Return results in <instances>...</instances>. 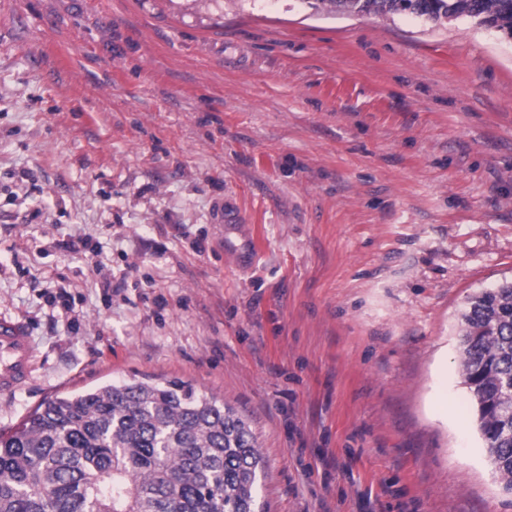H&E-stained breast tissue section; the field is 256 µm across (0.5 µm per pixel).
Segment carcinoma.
<instances>
[{
    "instance_id": "cac0c4a2",
    "label": "carcinoma",
    "mask_w": 512,
    "mask_h": 512,
    "mask_svg": "<svg viewBox=\"0 0 512 512\" xmlns=\"http://www.w3.org/2000/svg\"><path fill=\"white\" fill-rule=\"evenodd\" d=\"M329 11L468 17L512 37V0H316ZM462 375L512 492V283L462 314ZM262 455L236 410L174 378L48 399L0 433V512H257Z\"/></svg>"
}]
</instances>
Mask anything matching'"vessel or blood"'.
Returning <instances> with one entry per match:
<instances>
[{"label": "vessel or blood", "instance_id": "1", "mask_svg": "<svg viewBox=\"0 0 512 512\" xmlns=\"http://www.w3.org/2000/svg\"><path fill=\"white\" fill-rule=\"evenodd\" d=\"M36 350L29 326L10 317L0 318V394L8 396L31 381Z\"/></svg>", "mask_w": 512, "mask_h": 512}]
</instances>
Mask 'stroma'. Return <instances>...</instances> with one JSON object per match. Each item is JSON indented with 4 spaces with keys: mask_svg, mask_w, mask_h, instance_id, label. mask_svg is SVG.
<instances>
[{
    "mask_svg": "<svg viewBox=\"0 0 512 512\" xmlns=\"http://www.w3.org/2000/svg\"><path fill=\"white\" fill-rule=\"evenodd\" d=\"M511 280L512 37L309 0H0V316L38 357L0 431L179 378L249 423L264 512H512L460 349L468 298ZM66 247L70 252L81 254L85 257V259L88 262V265L91 267L92 271L97 275L103 278V281H101L102 287H110V281L107 278L106 274V265L103 263L102 259L100 258V252L94 251V250H87L88 249V241L84 237H76L70 239L68 242H66ZM89 252V255L87 253Z\"/></svg>",
    "mask_w": 512,
    "mask_h": 512,
    "instance_id": "1",
    "label": "stroma"
}]
</instances>
